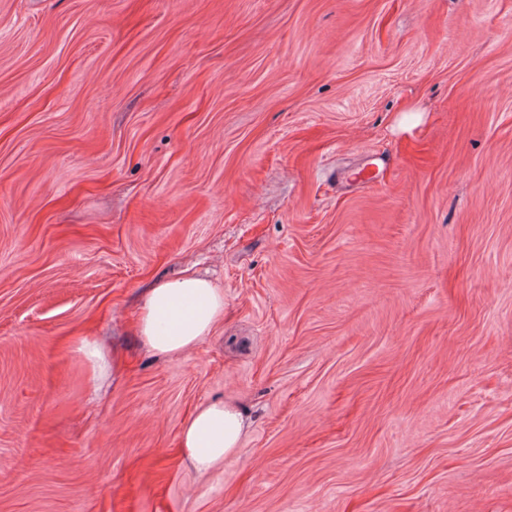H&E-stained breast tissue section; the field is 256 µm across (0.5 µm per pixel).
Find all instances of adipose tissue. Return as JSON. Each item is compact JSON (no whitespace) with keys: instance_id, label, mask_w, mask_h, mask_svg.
<instances>
[{"instance_id":"obj_1","label":"adipose tissue","mask_w":512,"mask_h":512,"mask_svg":"<svg viewBox=\"0 0 512 512\" xmlns=\"http://www.w3.org/2000/svg\"><path fill=\"white\" fill-rule=\"evenodd\" d=\"M223 316V289L187 272L146 290L134 328L150 352L180 356L208 336ZM248 427V419L237 405L212 400L198 407L184 424L182 453L196 471L211 472L238 452Z\"/></svg>"}]
</instances>
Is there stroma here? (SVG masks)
<instances>
[{
	"mask_svg": "<svg viewBox=\"0 0 512 512\" xmlns=\"http://www.w3.org/2000/svg\"><path fill=\"white\" fill-rule=\"evenodd\" d=\"M0 512H512V0H0ZM223 317V289L186 272L146 290L134 328L150 352L180 356L208 336ZM249 427L235 404L215 399L198 407L184 424L180 446L187 461L200 473H209L240 449Z\"/></svg>",
	"mask_w": 512,
	"mask_h": 512,
	"instance_id": "obj_1",
	"label": "stroma"
}]
</instances>
